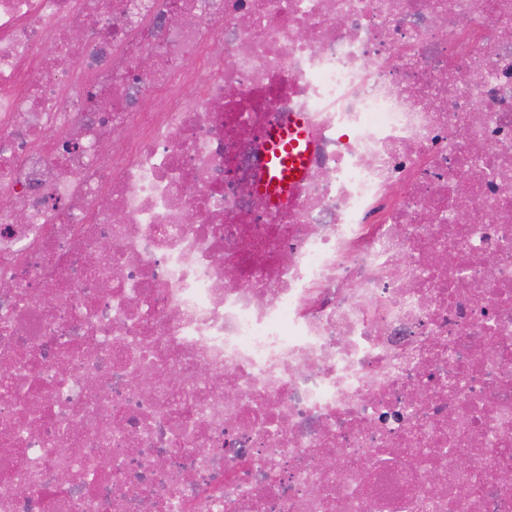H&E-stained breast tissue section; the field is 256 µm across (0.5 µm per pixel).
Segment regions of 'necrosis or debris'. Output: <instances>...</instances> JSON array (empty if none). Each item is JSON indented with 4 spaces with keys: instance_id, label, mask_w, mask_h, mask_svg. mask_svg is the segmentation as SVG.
Instances as JSON below:
<instances>
[{
    "instance_id": "4bbe7bcc",
    "label": "necrosis or debris",
    "mask_w": 512,
    "mask_h": 512,
    "mask_svg": "<svg viewBox=\"0 0 512 512\" xmlns=\"http://www.w3.org/2000/svg\"><path fill=\"white\" fill-rule=\"evenodd\" d=\"M507 471L512 0H0V512H512ZM294 135H296L298 139H302L304 137L302 135V132L299 131L296 127H293L289 130L288 127L284 129H279L272 135L273 145L275 147L282 145V150L285 151V155H283L282 151L279 148H276V157L280 155L279 158H284L285 163V165L283 166L284 170L281 173L282 177H274L276 179L271 184L276 190L281 188V184L283 182L284 177L288 176L293 181L300 176L302 170L304 169L303 162H305L307 159L306 152H304L303 155H298L291 152V157L289 158L288 163V143L289 150L296 145V140L293 137ZM289 137H291L290 140H288Z\"/></svg>"
}]
</instances>
